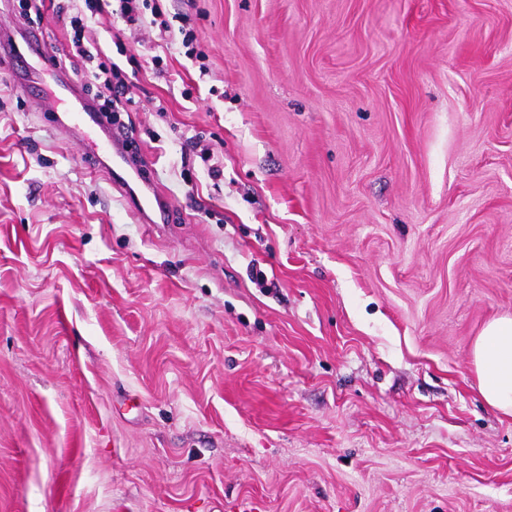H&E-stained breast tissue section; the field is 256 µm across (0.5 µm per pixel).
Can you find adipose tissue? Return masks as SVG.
<instances>
[{
  "instance_id": "obj_1",
  "label": "adipose tissue",
  "mask_w": 512,
  "mask_h": 512,
  "mask_svg": "<svg viewBox=\"0 0 512 512\" xmlns=\"http://www.w3.org/2000/svg\"><path fill=\"white\" fill-rule=\"evenodd\" d=\"M478 390L484 402L504 416H512V316L486 324L472 348Z\"/></svg>"
}]
</instances>
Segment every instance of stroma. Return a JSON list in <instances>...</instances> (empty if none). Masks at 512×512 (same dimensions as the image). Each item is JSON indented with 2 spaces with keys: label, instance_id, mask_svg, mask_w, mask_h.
<instances>
[{
  "label": "stroma",
  "instance_id": "obj_1",
  "mask_svg": "<svg viewBox=\"0 0 512 512\" xmlns=\"http://www.w3.org/2000/svg\"><path fill=\"white\" fill-rule=\"evenodd\" d=\"M137 7L163 223L0 65V512H512V0ZM478 390L484 402L504 416H512V316L486 324L472 348Z\"/></svg>",
  "mask_w": 512,
  "mask_h": 512
}]
</instances>
